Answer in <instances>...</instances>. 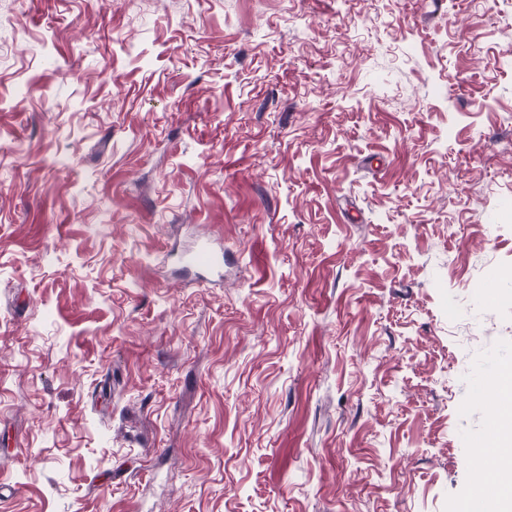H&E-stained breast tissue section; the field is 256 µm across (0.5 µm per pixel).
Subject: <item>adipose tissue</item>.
<instances>
[{
    "mask_svg": "<svg viewBox=\"0 0 512 512\" xmlns=\"http://www.w3.org/2000/svg\"><path fill=\"white\" fill-rule=\"evenodd\" d=\"M489 393L499 408L504 427L500 437L477 450L479 468H490L493 473L492 487L487 496L497 512L512 503V477L504 472L506 463L512 462V367L505 368L497 376Z\"/></svg>",
    "mask_w": 512,
    "mask_h": 512,
    "instance_id": "ef3b65f1",
    "label": "adipose tissue"
}]
</instances>
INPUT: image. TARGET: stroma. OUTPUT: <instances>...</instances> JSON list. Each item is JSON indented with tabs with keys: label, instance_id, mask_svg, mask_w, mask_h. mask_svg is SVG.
Returning a JSON list of instances; mask_svg holds the SVG:
<instances>
[{
	"label": "stroma",
	"instance_id": "1",
	"mask_svg": "<svg viewBox=\"0 0 512 512\" xmlns=\"http://www.w3.org/2000/svg\"><path fill=\"white\" fill-rule=\"evenodd\" d=\"M510 362L512 0H0V512H457Z\"/></svg>",
	"mask_w": 512,
	"mask_h": 512
}]
</instances>
